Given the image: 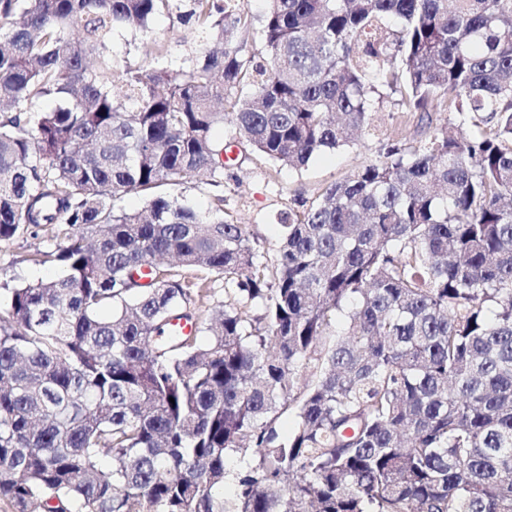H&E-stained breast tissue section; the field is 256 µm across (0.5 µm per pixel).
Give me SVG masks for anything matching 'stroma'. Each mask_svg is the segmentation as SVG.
Returning a JSON list of instances; mask_svg holds the SVG:
<instances>
[{
	"mask_svg": "<svg viewBox=\"0 0 512 512\" xmlns=\"http://www.w3.org/2000/svg\"><path fill=\"white\" fill-rule=\"evenodd\" d=\"M397 140L408 146L418 145L421 134L418 115L380 105L371 116L370 125L357 143L316 156L302 170L273 166L238 146L236 161L224 174V212L226 217L247 226L266 253H273L279 240L281 224L296 209L298 201L313 202L331 183L341 180L376 156L380 146ZM50 231L24 234L0 243V283L28 279L35 281L60 273L56 262L35 263L37 251L55 250Z\"/></svg>",
	"mask_w": 512,
	"mask_h": 512,
	"instance_id": "stroma-1",
	"label": "stroma"
}]
</instances>
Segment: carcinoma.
Returning a JSON list of instances; mask_svg holds the SVG:
<instances>
[{"label": "carcinoma", "mask_w": 512, "mask_h": 512, "mask_svg": "<svg viewBox=\"0 0 512 512\" xmlns=\"http://www.w3.org/2000/svg\"><path fill=\"white\" fill-rule=\"evenodd\" d=\"M160 17L189 49L119 60ZM388 101L455 120L272 259L224 217L215 126L300 170ZM0 104V241L65 239L0 288L14 512H512V0H0ZM128 42L131 44L128 45ZM146 50H150L151 53H153L151 55L154 56L155 51L153 45L150 43L148 45H143L140 36H137L136 40H134V37L130 34H126L125 37L116 36L115 38L114 51L119 54L124 55L126 52L130 51V57L143 59L145 58ZM168 194L185 199L199 211H204L210 200V190L206 187H193L192 185H169L165 188Z\"/></svg>", "instance_id": "cac0c4a2"}]
</instances>
